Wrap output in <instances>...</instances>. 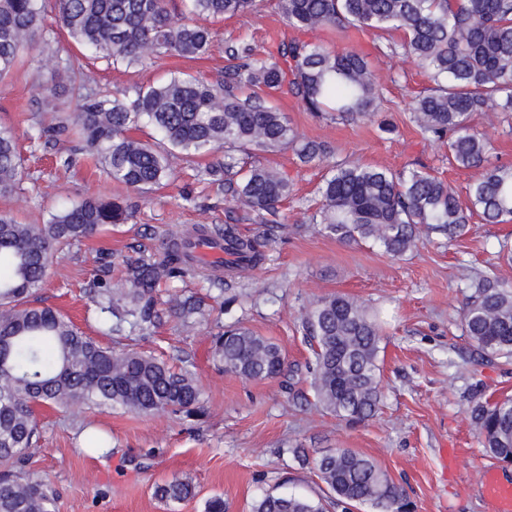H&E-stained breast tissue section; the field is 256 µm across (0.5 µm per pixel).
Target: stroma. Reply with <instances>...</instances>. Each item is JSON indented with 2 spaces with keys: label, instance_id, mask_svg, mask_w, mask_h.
<instances>
[{
  "label": "stroma",
  "instance_id": "1",
  "mask_svg": "<svg viewBox=\"0 0 512 512\" xmlns=\"http://www.w3.org/2000/svg\"><path fill=\"white\" fill-rule=\"evenodd\" d=\"M211 28V52L203 59L164 57L144 66L114 67L75 45L57 18L54 0H46L34 49L0 79V127L15 133L28 173L15 193L0 196V213L23 224H44L90 195L123 202L131 212L127 223L63 248L34 295L38 305L67 315L102 344L133 348L189 370L202 387L203 414L197 418L94 405L77 412L40 409L36 450L21 472L52 488L57 512H204L214 496L223 497L226 512H252L268 494L328 496L317 470L301 465L294 449L314 456L349 448L375 460L406 492L414 512H493L479 476L491 468L512 483V466L481 447L468 408L476 393L490 400L512 396V359L480 358L462 334L461 317L468 276L491 270L512 282V266L497 256L499 241L512 239V222L487 224L475 216L471 231L452 241L424 231L417 250L393 259L375 246L339 242L311 223L324 166L302 164L289 149L254 151L247 163L273 168L293 184L277 223L237 226L246 238L268 236L266 260L248 275L219 284L190 275L161 287L162 309L174 293L204 298L191 326L167 315L154 326L125 323L109 330L90 286L95 271L106 267L120 279L126 259H161L171 234L225 223L236 206L223 188L200 181L201 159L179 161L168 180L145 192L109 178L79 139L55 132L77 107L68 86L55 85L46 100L33 95V84L54 85L40 58L50 53L72 58L93 89L132 91L177 72L213 79L226 63L227 47L241 41L264 49L278 34L338 44L330 29L289 28L278 0H257L251 13L215 21ZM403 40L399 32L367 30L348 42L383 78L377 116L353 122L330 112L318 118L291 100L281 101L280 109L306 139L327 147L330 161L426 170L465 194L473 171L450 165L445 147L424 138L410 119L412 98L432 83L397 52ZM383 119L394 124V133L379 131ZM472 125L490 140L493 160L512 165V122L479 114ZM336 294L362 301L384 333L381 410L365 422L323 410L311 387L314 357L302 319L316 299ZM228 325L277 343L286 359L282 374L248 380L215 363L211 338ZM91 430L108 438L107 448H83ZM176 477L195 485V497L166 502L154 496L155 484Z\"/></svg>",
  "mask_w": 512,
  "mask_h": 512
}]
</instances>
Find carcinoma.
Instances as JSON below:
<instances>
[{"mask_svg": "<svg viewBox=\"0 0 512 512\" xmlns=\"http://www.w3.org/2000/svg\"><path fill=\"white\" fill-rule=\"evenodd\" d=\"M181 19L168 0H56L62 27L81 47L112 64L146 65L163 56L200 59L210 52L208 21L253 9L255 0H182ZM288 25L298 30L333 28L399 31L402 48L425 69L434 87L411 103L421 134L443 143L448 159L473 170L467 200L443 179L423 170L334 163L318 192L312 216L342 243H372L392 258L417 249L419 225L448 241L471 230L477 213L487 224L512 217V166L490 163L491 144L472 119L489 109L512 115V0H279ZM43 16V0H0V78L31 51ZM55 79L81 100L71 122L58 128L77 135L104 172L137 190L160 184L173 171L172 150L212 161L203 179L224 187L238 210L233 223L210 232L255 268L268 238L241 237L236 224L268 223L293 188L287 177L262 165L244 168L240 154L292 148L300 162L327 152L304 139L275 104L287 96L313 113L334 112L350 121L375 115L382 87L364 55L292 39L259 54L249 43L226 49L224 71L210 81L173 75L167 81L108 95L86 88L71 59H45ZM141 121L167 142L161 151L130 135ZM23 177L13 133L0 129V195L18 189ZM116 200L90 196L54 215L47 224H21L0 215V461L32 453L40 407L82 404L119 406L136 413L198 416L201 387L187 370L175 371L142 352L115 351L86 335L68 317L28 297L40 288L55 254L128 220ZM186 255L175 242L161 260L126 261L117 284L95 274L99 308L117 323L155 325L161 314L154 293L185 276ZM462 314L464 334L483 355L512 357V284L493 273L472 280ZM193 301L174 300L166 313L186 318ZM303 325L314 354L317 403L336 416L364 422L380 409L379 353L382 334L365 305L346 295L318 299ZM213 353L224 370L249 380L278 376L285 365L272 340L241 326L214 336ZM470 418L484 448L512 462V398L473 400ZM313 463L336 502L368 504L375 512H410L403 490L371 458L349 448L321 454ZM157 497L182 501L193 487L182 480L156 487ZM42 481L0 476V512H55ZM253 512H326L323 500L293 494L266 495Z\"/></svg>", "mask_w": 512, "mask_h": 512, "instance_id": "carcinoma-1", "label": "carcinoma"}]
</instances>
